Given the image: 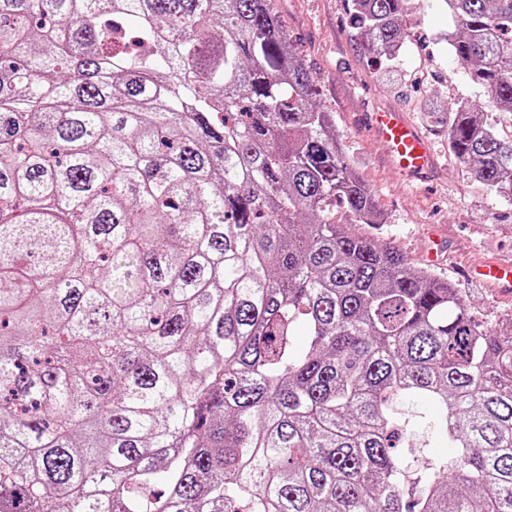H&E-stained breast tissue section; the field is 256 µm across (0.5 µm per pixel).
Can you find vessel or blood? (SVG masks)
Returning <instances> with one entry per match:
<instances>
[{
	"mask_svg": "<svg viewBox=\"0 0 512 512\" xmlns=\"http://www.w3.org/2000/svg\"><path fill=\"white\" fill-rule=\"evenodd\" d=\"M376 138L385 143L397 169L405 176L415 177L428 171L434 162L430 143L402 114L378 111L370 116ZM472 279L508 291L512 289V265L485 263L470 270Z\"/></svg>",
	"mask_w": 512,
	"mask_h": 512,
	"instance_id": "vessel-or-blood-1",
	"label": "vessel or blood"
}]
</instances>
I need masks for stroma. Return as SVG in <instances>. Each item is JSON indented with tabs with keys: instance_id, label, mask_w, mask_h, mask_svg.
<instances>
[{
	"instance_id": "1",
	"label": "stroma",
	"mask_w": 512,
	"mask_h": 512,
	"mask_svg": "<svg viewBox=\"0 0 512 512\" xmlns=\"http://www.w3.org/2000/svg\"><path fill=\"white\" fill-rule=\"evenodd\" d=\"M274 8L312 73L324 107L332 112L346 157L375 196L383 223L366 232L396 247L417 267L441 253L438 277L458 288L476 319L496 325L512 314V294L463 278L467 267L489 260L512 262V203L496 196L448 148L442 128L420 110L425 98L439 109L461 101L482 107L499 135L512 139V112L497 111L466 70L437 45L452 24L438 0H411V36L394 69L368 63L350 37L351 0H274ZM404 113L427 135L434 164L406 180L392 165L368 124L371 112Z\"/></svg>"
}]
</instances>
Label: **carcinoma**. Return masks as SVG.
Masks as SVG:
<instances>
[{
    "mask_svg": "<svg viewBox=\"0 0 512 512\" xmlns=\"http://www.w3.org/2000/svg\"><path fill=\"white\" fill-rule=\"evenodd\" d=\"M410 2L352 0L381 67ZM443 3L512 112V0ZM318 96L273 0H0V512H512V317L359 229ZM424 111L512 200L481 106Z\"/></svg>",
    "mask_w": 512,
    "mask_h": 512,
    "instance_id": "carcinoma-1",
    "label": "carcinoma"
}]
</instances>
